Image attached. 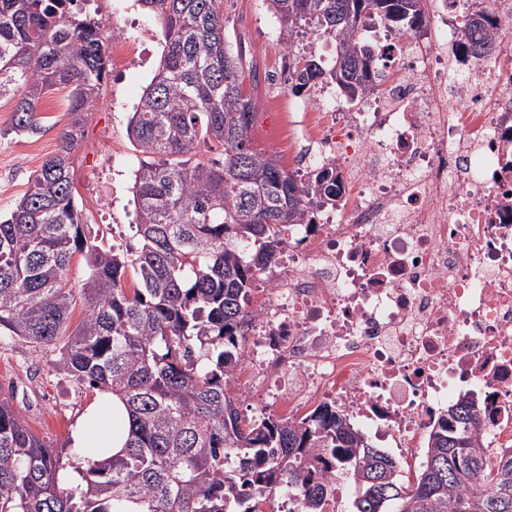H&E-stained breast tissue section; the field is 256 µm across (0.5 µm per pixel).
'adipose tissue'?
Instances as JSON below:
<instances>
[{"label":"adipose tissue","instance_id":"adipose-tissue-1","mask_svg":"<svg viewBox=\"0 0 512 512\" xmlns=\"http://www.w3.org/2000/svg\"><path fill=\"white\" fill-rule=\"evenodd\" d=\"M127 437V414L122 402L106 397L103 406L91 407L72 433L79 459L104 461L120 455Z\"/></svg>","mask_w":512,"mask_h":512}]
</instances>
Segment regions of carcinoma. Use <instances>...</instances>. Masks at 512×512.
Masks as SVG:
<instances>
[{
  "label": "carcinoma",
  "instance_id": "cac0c4a2",
  "mask_svg": "<svg viewBox=\"0 0 512 512\" xmlns=\"http://www.w3.org/2000/svg\"><path fill=\"white\" fill-rule=\"evenodd\" d=\"M137 2L160 20L164 49L127 125L142 159L137 245L122 250L91 238L73 196L72 156L109 76L103 22L73 0H0V98L14 102L12 132L41 130L51 90L67 91L68 115L55 153L0 219V340L57 346L58 369L128 414L123 455L88 462L81 484L67 487V446L37 437L0 396V512H258L261 501L276 504L275 491L294 495L300 512H322L338 474L358 486L353 512H512V455L494 459L481 446L473 395L448 407L410 486L327 404L292 421L239 411L234 373L252 283L287 245L288 227L313 223V208L338 203L339 188L253 146L257 65L224 35V0ZM266 2L294 88L318 76L350 103L370 64L363 20L409 37L424 15V0ZM307 31L335 40L334 54L294 55ZM207 141L224 146V160L197 158ZM77 253L78 294L65 279ZM79 298L86 315L70 332Z\"/></svg>",
  "mask_w": 512,
  "mask_h": 512
}]
</instances>
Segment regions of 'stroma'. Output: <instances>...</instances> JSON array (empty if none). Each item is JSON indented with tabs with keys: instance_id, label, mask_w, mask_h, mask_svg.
<instances>
[{
	"instance_id": "obj_1",
	"label": "stroma",
	"mask_w": 512,
	"mask_h": 512,
	"mask_svg": "<svg viewBox=\"0 0 512 512\" xmlns=\"http://www.w3.org/2000/svg\"><path fill=\"white\" fill-rule=\"evenodd\" d=\"M136 0H104V20L115 28L146 33L152 55L143 66L126 68L120 80H108L85 126V135L73 154L75 200L92 235L105 243L125 246L134 204L131 187L140 155L127 138L126 127L144 89L155 75L163 52L160 22ZM224 28L229 41L244 39L258 65L263 102L257 111L253 144L279 152L283 134H290L295 151L311 149L301 127L281 130L268 121L271 106L281 111L296 109L297 99L274 74L285 51L279 41L280 25L265 0H224ZM12 101L0 100V215H7L28 189L34 172L57 147L58 135L67 122L66 94H47L41 104V132L34 136L10 133ZM53 347L21 339L0 344V390L12 392L14 406L40 438L64 444L76 421L94 404L99 392L80 385L59 371Z\"/></svg>"
}]
</instances>
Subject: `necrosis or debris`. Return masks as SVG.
<instances>
[{
  "label": "necrosis or debris",
  "instance_id": "obj_1",
  "mask_svg": "<svg viewBox=\"0 0 512 512\" xmlns=\"http://www.w3.org/2000/svg\"><path fill=\"white\" fill-rule=\"evenodd\" d=\"M483 7L492 28L460 26ZM424 27L369 35L373 74L402 76L387 94L350 111L320 79L300 99L329 169L358 157L357 182L289 228L235 377L280 416L328 404L414 458L469 392L483 447L512 448V0H432ZM318 106L333 110L320 126Z\"/></svg>",
  "mask_w": 512,
  "mask_h": 512
}]
</instances>
